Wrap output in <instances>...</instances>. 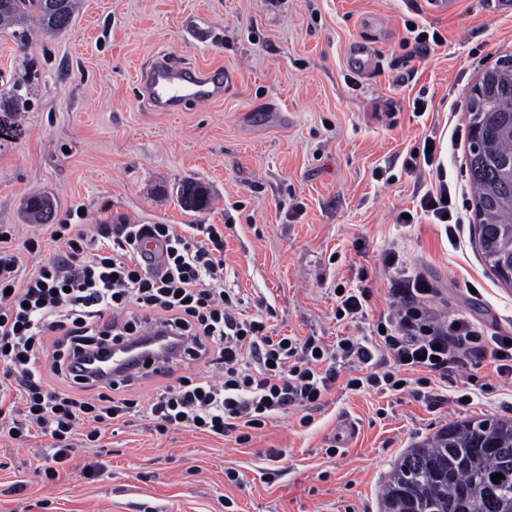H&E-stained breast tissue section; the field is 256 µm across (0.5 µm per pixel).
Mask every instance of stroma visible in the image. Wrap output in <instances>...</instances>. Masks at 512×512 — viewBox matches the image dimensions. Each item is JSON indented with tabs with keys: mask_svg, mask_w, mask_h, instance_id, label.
Wrapping results in <instances>:
<instances>
[{
	"mask_svg": "<svg viewBox=\"0 0 512 512\" xmlns=\"http://www.w3.org/2000/svg\"><path fill=\"white\" fill-rule=\"evenodd\" d=\"M408 20L444 45L418 58ZM361 39L382 65L359 78L349 52ZM163 53L235 80L210 103L153 111L137 76ZM506 54L512 15L495 0H457L449 14L429 0H79L67 30L31 29L27 48L0 32V89L24 79L32 99L0 112V225H13L18 249L48 237L22 212L35 192L56 198V223L90 234L118 216L222 225L224 285L247 313L262 312L273 335L328 344L374 334L393 249L433 283L440 316L512 333V288L482 261L468 175L469 96ZM443 133V169L409 170L411 150ZM442 174L464 218L452 237L419 207ZM186 180L208 192V210L179 206ZM404 210L414 223H398ZM339 287L371 289L366 319H337ZM349 376L339 368L320 407L288 408L243 445L135 417L55 480L39 469L49 438H0V512H378L406 448L462 418H512V382L489 366L459 369L437 406L415 384L348 391ZM462 388L472 402L460 407ZM344 417L358 435L328 454ZM88 462L102 473L84 478Z\"/></svg>",
	"mask_w": 512,
	"mask_h": 512,
	"instance_id": "obj_1",
	"label": "stroma"
}]
</instances>
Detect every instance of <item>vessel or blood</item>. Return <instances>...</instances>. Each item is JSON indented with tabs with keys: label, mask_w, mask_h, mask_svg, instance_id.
I'll return each instance as SVG.
<instances>
[{
	"label": "vessel or blood",
	"mask_w": 512,
	"mask_h": 512,
	"mask_svg": "<svg viewBox=\"0 0 512 512\" xmlns=\"http://www.w3.org/2000/svg\"><path fill=\"white\" fill-rule=\"evenodd\" d=\"M355 71L366 75L373 72L380 60L373 47L365 42L350 48ZM142 97L164 112L181 110L186 101L209 103L223 95L232 82L231 72L221 74L188 68L170 58L162 57L139 74ZM178 351L157 353L155 347L123 348L112 353L113 379L134 380L146 374L170 368Z\"/></svg>",
	"instance_id": "vessel-or-blood-1"
}]
</instances>
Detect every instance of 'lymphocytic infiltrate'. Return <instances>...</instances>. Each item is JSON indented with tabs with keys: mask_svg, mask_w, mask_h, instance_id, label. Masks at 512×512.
Masks as SVG:
<instances>
[{
	"mask_svg": "<svg viewBox=\"0 0 512 512\" xmlns=\"http://www.w3.org/2000/svg\"><path fill=\"white\" fill-rule=\"evenodd\" d=\"M13 238L12 228L0 227V436L49 437L44 474L51 480L73 457L76 435L98 442L104 427L128 423L139 406L128 381H78L73 361L153 325L186 338V361L211 369L157 387L146 414L160 433L187 428L248 443L273 414L321 405L336 380L335 355L351 370V391L396 390L410 371L444 381L468 361L489 363L512 380L506 336L485 334L466 318H440L429 304L432 284L393 252L385 258L392 300L375 336L344 338L330 348L312 338L268 335L264 320L240 317V297L224 286L226 244L217 225L178 229L122 219L100 225L93 237L58 224L49 258L38 239L19 252ZM148 239L160 246L153 264L141 254ZM27 257L35 268L25 276ZM10 382L17 397L8 395Z\"/></svg>",
	"mask_w": 512,
	"mask_h": 512,
	"instance_id": "f902f5d3",
	"label": "lymphocytic infiltrate"
}]
</instances>
